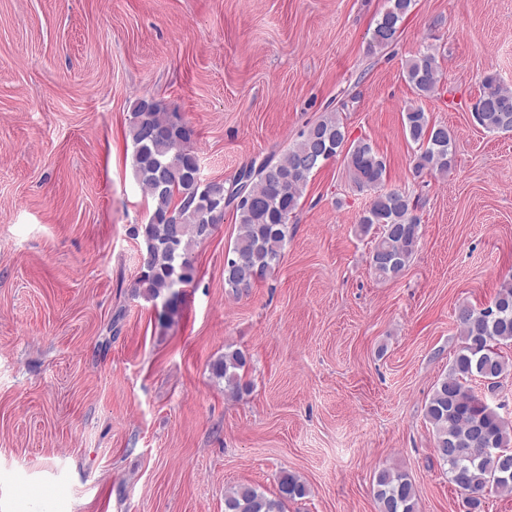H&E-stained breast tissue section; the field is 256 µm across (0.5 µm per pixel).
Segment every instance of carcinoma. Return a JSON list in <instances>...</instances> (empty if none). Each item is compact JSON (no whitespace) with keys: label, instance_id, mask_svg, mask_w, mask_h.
<instances>
[{"label":"carcinoma","instance_id":"1","mask_svg":"<svg viewBox=\"0 0 512 512\" xmlns=\"http://www.w3.org/2000/svg\"><path fill=\"white\" fill-rule=\"evenodd\" d=\"M413 0H388L371 31L370 46L380 49L398 37ZM442 73L432 48L418 53L405 66V80L418 98L439 89ZM483 93L474 104L476 122L489 132L512 131V89L497 75L482 79ZM407 140L413 145V175L446 176L454 158L455 138L447 126L432 121L420 106L402 117ZM194 129L162 100L141 98L134 104L126 139L132 148L134 174L150 200V217L133 224L129 236L145 246L135 278L134 293L162 300L157 315L160 328L171 323L178 310L180 288L197 277L195 248L221 223L224 211L201 201L207 198L197 154ZM340 157L350 187L373 191L369 207L357 224L361 235L374 233L370 268L375 276L394 280L412 260L420 238L418 202L397 188L380 191L387 179L386 159L363 138H350L336 112L302 130L278 160L265 159L243 167L227 190L225 204L238 221L237 235L224 260V287L232 295L249 291L279 265L283 247L293 229V218L313 175L330 159ZM377 231H372V227ZM460 346L448 373L434 384L424 406L432 426L434 455L448 483L464 495L467 512H478L482 499L512 494V426L476 392L469 382H490L512 371V360L502 348L512 345V278L504 280L487 305H464L456 312ZM250 358L239 349L226 350L211 364L213 376L224 381V395L238 397ZM501 455L485 453L489 442ZM377 512H417L416 492L409 476L398 470H380L374 482ZM308 495L307 484L283 472L278 494L270 498L259 487L240 485L224 495L225 512H286L290 502Z\"/></svg>","mask_w":512,"mask_h":512}]
</instances>
